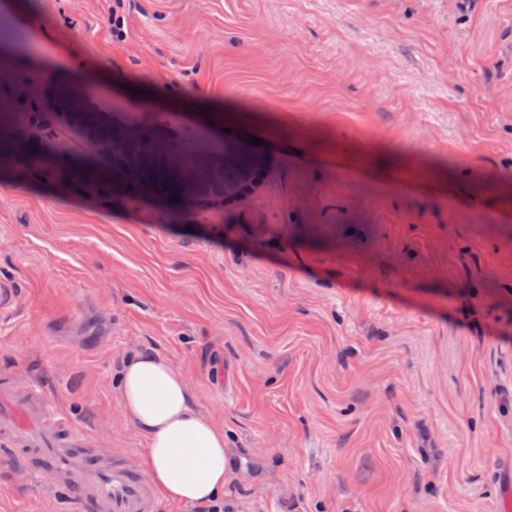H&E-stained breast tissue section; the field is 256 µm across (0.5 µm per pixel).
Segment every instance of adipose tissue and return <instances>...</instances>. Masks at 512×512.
<instances>
[{"label": "adipose tissue", "mask_w": 512, "mask_h": 512, "mask_svg": "<svg viewBox=\"0 0 512 512\" xmlns=\"http://www.w3.org/2000/svg\"><path fill=\"white\" fill-rule=\"evenodd\" d=\"M127 422L146 442L144 462L158 492L172 504L224 494L230 461L224 428L198 407L183 370L157 352L127 357L114 380Z\"/></svg>", "instance_id": "adipose-tissue-1"}]
</instances>
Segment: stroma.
I'll return each mask as SVG.
<instances>
[{
  "label": "stroma",
  "instance_id": "1",
  "mask_svg": "<svg viewBox=\"0 0 512 512\" xmlns=\"http://www.w3.org/2000/svg\"><path fill=\"white\" fill-rule=\"evenodd\" d=\"M0 0V375L142 456L112 390L182 366L235 512H500L512 487V0ZM262 140L230 205L82 186L46 95ZM0 467V512H56ZM63 87H59L57 90L58 100H62L65 98ZM66 90L69 93V97H67L68 107L62 108L58 100L55 99V105L56 110L58 112H61L62 114H65V112H72V103L78 100L85 101L87 104H90L95 101L93 93L90 91L88 87L84 86H73V85H66Z\"/></svg>",
  "mask_w": 512,
  "mask_h": 512
}]
</instances>
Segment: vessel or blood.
<instances>
[{"instance_id": "vessel-or-blood-1", "label": "vessel or blood", "mask_w": 512, "mask_h": 512, "mask_svg": "<svg viewBox=\"0 0 512 512\" xmlns=\"http://www.w3.org/2000/svg\"><path fill=\"white\" fill-rule=\"evenodd\" d=\"M0 465L64 494L66 512H161L159 495L138 459L76 429L41 383L0 376Z\"/></svg>"}]
</instances>
